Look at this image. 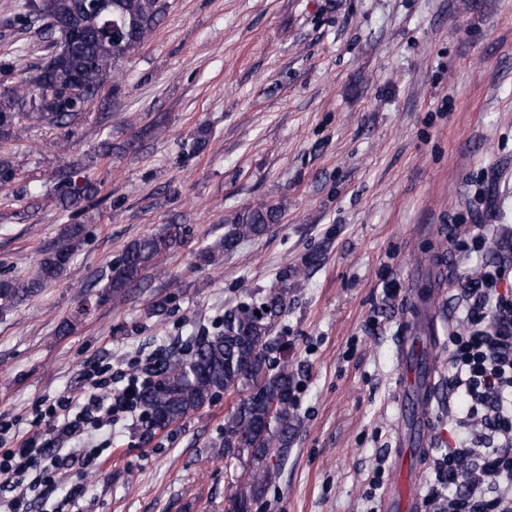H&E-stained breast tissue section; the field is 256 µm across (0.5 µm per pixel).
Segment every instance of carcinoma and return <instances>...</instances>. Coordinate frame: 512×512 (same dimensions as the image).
Segmentation results:
<instances>
[{
	"label": "carcinoma",
	"mask_w": 512,
	"mask_h": 512,
	"mask_svg": "<svg viewBox=\"0 0 512 512\" xmlns=\"http://www.w3.org/2000/svg\"><path fill=\"white\" fill-rule=\"evenodd\" d=\"M16 22L47 36L50 52L27 67L19 85L0 93V142L9 141L16 120L25 118L62 128L79 120L104 89L122 91L125 61L138 51L163 20L167 0H25ZM99 186L62 174L55 196L66 208L95 201ZM282 219V206L259 203L228 215L224 236L198 253L215 265L247 240L265 236ZM84 227L70 224L56 248L38 261L33 277L23 283L0 279V313L38 294L58 280L83 242ZM187 236L181 224L129 243L112 263L106 284L113 297L123 296L147 270L180 247ZM288 275L259 304L241 303L224 312L213 333L197 336L185 352L172 353L154 368V381L139 394L146 427L165 430L202 411L222 393L238 396L224 422V456L247 457V481L230 500L228 512H251L272 476L284 465L292 436L301 425L294 394L295 373L274 353L275 322L288 313ZM260 315H255V312Z\"/></svg>",
	"instance_id": "cac0c4a2"
}]
</instances>
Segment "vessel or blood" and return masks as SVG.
I'll list each match as a JSON object with an SVG mask.
<instances>
[{
  "label": "vessel or blood",
  "instance_id": "1",
  "mask_svg": "<svg viewBox=\"0 0 512 512\" xmlns=\"http://www.w3.org/2000/svg\"><path fill=\"white\" fill-rule=\"evenodd\" d=\"M413 331L405 329L397 339L400 378L397 397L394 481L384 497L381 512H419L422 470L414 459L433 444L432 400L436 389L433 357L422 362L410 358Z\"/></svg>",
  "mask_w": 512,
  "mask_h": 512
}]
</instances>
